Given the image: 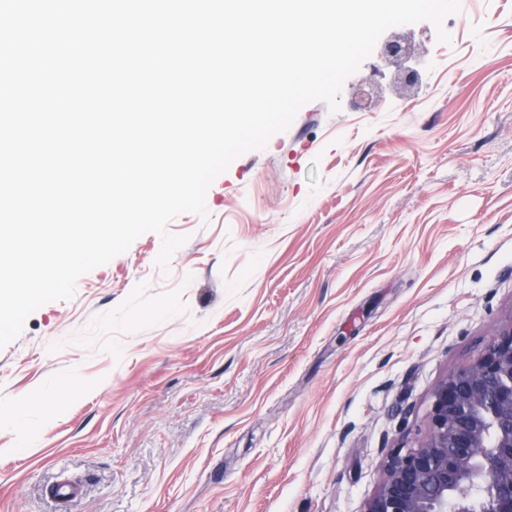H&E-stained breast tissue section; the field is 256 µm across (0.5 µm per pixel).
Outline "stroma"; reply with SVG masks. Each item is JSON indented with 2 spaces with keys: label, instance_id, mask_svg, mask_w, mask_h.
<instances>
[{
  "label": "stroma",
  "instance_id": "35a3bbf8",
  "mask_svg": "<svg viewBox=\"0 0 512 512\" xmlns=\"http://www.w3.org/2000/svg\"><path fill=\"white\" fill-rule=\"evenodd\" d=\"M444 27L233 161L169 273L144 234L0 348V512H364L512 318V0Z\"/></svg>",
  "mask_w": 512,
  "mask_h": 512
}]
</instances>
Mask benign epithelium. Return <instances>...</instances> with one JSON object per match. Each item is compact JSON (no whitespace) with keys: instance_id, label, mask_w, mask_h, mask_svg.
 <instances>
[{"instance_id":"7a95c632","label":"benign epithelium","mask_w":512,"mask_h":512,"mask_svg":"<svg viewBox=\"0 0 512 512\" xmlns=\"http://www.w3.org/2000/svg\"><path fill=\"white\" fill-rule=\"evenodd\" d=\"M512 512V318L431 393L421 443L386 457L364 512Z\"/></svg>"}]
</instances>
